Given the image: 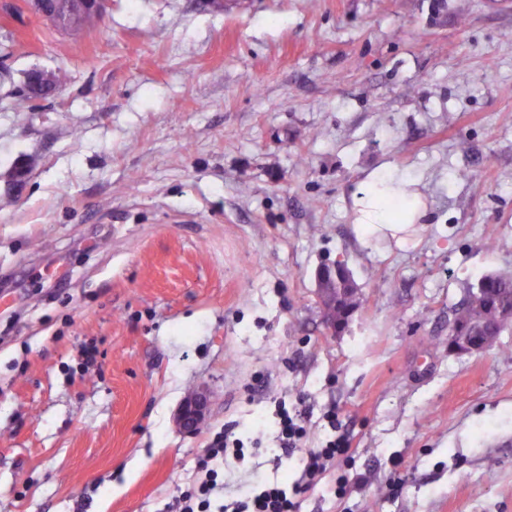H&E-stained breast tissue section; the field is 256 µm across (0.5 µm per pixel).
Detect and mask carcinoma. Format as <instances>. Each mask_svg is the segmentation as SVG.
I'll return each instance as SVG.
<instances>
[{
	"instance_id": "cac0c4a2",
	"label": "carcinoma",
	"mask_w": 512,
	"mask_h": 512,
	"mask_svg": "<svg viewBox=\"0 0 512 512\" xmlns=\"http://www.w3.org/2000/svg\"><path fill=\"white\" fill-rule=\"evenodd\" d=\"M493 322L494 334L512 329V269L483 276L454 310L460 336H480Z\"/></svg>"
}]
</instances>
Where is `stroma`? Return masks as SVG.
I'll use <instances>...</instances> for the list:
<instances>
[{"label": "stroma", "instance_id": "stroma-1", "mask_svg": "<svg viewBox=\"0 0 512 512\" xmlns=\"http://www.w3.org/2000/svg\"><path fill=\"white\" fill-rule=\"evenodd\" d=\"M35 71L57 86L17 107ZM384 165L427 205L404 248L352 224ZM338 261L360 306L334 333L316 274ZM502 268L512 4L110 0L74 43L0 0V512H179L227 429L244 455L210 512L341 434L300 512H512V329L448 349ZM282 404L306 418L290 454ZM341 474L365 483L338 496ZM209 413L210 393L202 386L182 400L175 415V423L184 433L196 435L206 425Z\"/></svg>", "mask_w": 512, "mask_h": 512}]
</instances>
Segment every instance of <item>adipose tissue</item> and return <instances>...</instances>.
<instances>
[{
  "instance_id": "ef3b65f1",
  "label": "adipose tissue",
  "mask_w": 512,
  "mask_h": 512,
  "mask_svg": "<svg viewBox=\"0 0 512 512\" xmlns=\"http://www.w3.org/2000/svg\"><path fill=\"white\" fill-rule=\"evenodd\" d=\"M400 188V182L385 172L368 175L354 200V223L361 241L391 239L401 247L413 242L418 224L427 215V207L414 197L403 211L393 212L389 202Z\"/></svg>"
}]
</instances>
